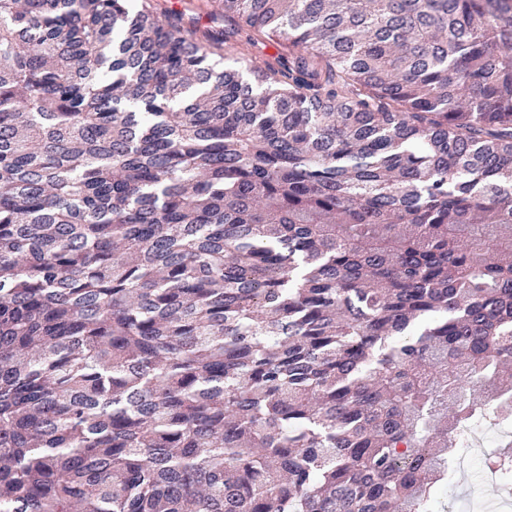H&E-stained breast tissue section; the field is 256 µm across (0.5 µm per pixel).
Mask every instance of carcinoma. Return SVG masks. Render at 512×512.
I'll return each instance as SVG.
<instances>
[{
    "mask_svg": "<svg viewBox=\"0 0 512 512\" xmlns=\"http://www.w3.org/2000/svg\"><path fill=\"white\" fill-rule=\"evenodd\" d=\"M209 16L0 0V512H432L512 419V0ZM486 436L480 430H472L467 442V453L456 460L453 470L448 475V491L452 492V483L454 482L455 473L458 469L467 463L471 458L480 459L485 454Z\"/></svg>",
    "mask_w": 512,
    "mask_h": 512,
    "instance_id": "cac0c4a2",
    "label": "carcinoma"
}]
</instances>
